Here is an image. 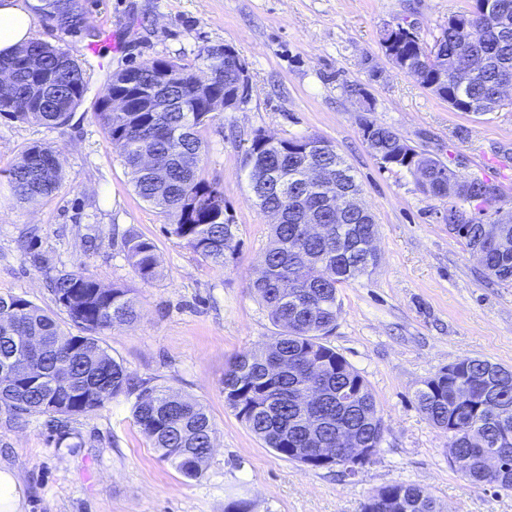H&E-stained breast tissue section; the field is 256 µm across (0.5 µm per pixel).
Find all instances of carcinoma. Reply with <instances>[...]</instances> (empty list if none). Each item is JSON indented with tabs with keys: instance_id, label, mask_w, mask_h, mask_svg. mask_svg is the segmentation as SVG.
Listing matches in <instances>:
<instances>
[{
	"instance_id": "obj_1",
	"label": "carcinoma",
	"mask_w": 512,
	"mask_h": 512,
	"mask_svg": "<svg viewBox=\"0 0 512 512\" xmlns=\"http://www.w3.org/2000/svg\"><path fill=\"white\" fill-rule=\"evenodd\" d=\"M41 18L77 31L85 25L78 0H42ZM463 13L473 16L467 27L448 16L431 46L410 29L397 25L395 41L384 47L396 66L416 78L458 112L487 115L501 107L498 87L512 78V0H470ZM209 49L194 65L169 61L178 73L168 85L174 103L170 112L147 110L148 99L136 96L126 109H114L105 98L96 117L136 194L170 219L166 232L183 242L203 261L223 267L234 256L236 224L224 215V191L202 176L206 145L202 131L216 113L201 107L194 88L205 78ZM221 67L211 85V98L235 96L238 75ZM11 73L9 91L0 96V114L21 122L61 126L82 104L84 74L76 59L34 39L0 56V71ZM363 136L382 164L425 169L420 190L448 204V231L481 255L485 273L512 284V250L488 243L496 234L512 243V213L497 207L499 186L465 177L442 160L419 152L388 127L363 125ZM288 161L256 134L245 154H255L271 168L288 165V178L306 166L347 172L343 189L361 191L351 167L335 147L319 137H292ZM17 202L34 206L62 180L57 152L46 144L26 148L7 174ZM259 211L285 210L270 225L268 246L259 259V274L250 288L279 328L270 343L235 356L224 371V399L237 418L277 456L306 467H319L299 453L301 448H341L351 437L364 448L380 447L385 433L382 415L367 381L325 342L341 312L339 289L378 263L364 259L366 236L377 232L370 209L346 215L348 228L336 239L334 219L319 207V221L331 226L326 236L306 230L302 203L262 189ZM125 257L138 277H159L153 242L134 233L123 239ZM55 302L77 333L66 332L57 319L18 295L0 296V365L15 356L18 340L41 344L31 356L29 383L0 391V406L15 416L36 413L51 417L50 430L59 438L71 435V419L104 408L112 400L135 397L136 425L152 447L184 477L195 479L213 448L214 424L204 405L170 389L142 382L135 388L126 368L102 345L110 328L136 323L139 300L128 286L103 288L82 268L50 278ZM419 409L448 431V463L467 458L465 475L476 484L512 487V370L486 359L464 357L423 381L415 393ZM505 449L495 473L487 472L485 454ZM362 512H440L423 488L393 483L380 488Z\"/></svg>"
}]
</instances>
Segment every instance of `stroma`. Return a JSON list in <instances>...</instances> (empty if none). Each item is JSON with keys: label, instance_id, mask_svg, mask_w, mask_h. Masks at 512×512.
Returning <instances> with one entry per match:
<instances>
[{"label": "stroma", "instance_id": "1", "mask_svg": "<svg viewBox=\"0 0 512 512\" xmlns=\"http://www.w3.org/2000/svg\"><path fill=\"white\" fill-rule=\"evenodd\" d=\"M87 28L66 32L35 21L34 38L82 64L87 93L62 127L0 115V295L60 313L48 276L80 266L102 287L136 289L142 317L106 331L108 353L136 379L190 395L216 429L199 478L160 458L121 398L73 419L58 440L47 418L0 409V466L19 480L24 512H360L383 486L425 488L443 512H512V493L471 483L448 463V434L419 409L415 393L442 367L478 357L512 367V285L489 278L449 233L445 205L415 177L387 168L363 137L372 121L459 174L502 186L512 210V106L485 116L454 111L395 67L385 29L403 25L432 43L468 0H79ZM120 32V51L106 36ZM234 48L246 64L248 96L205 133L204 177L224 190L237 225L233 259L218 268L165 234L166 217L134 192L101 129L95 106L113 73L156 59L193 63L206 46ZM329 141L352 168L379 226L380 261L341 288L327 336L365 378L386 431L355 473L312 470L275 455L224 402L222 379L238 353L271 341L277 328L249 285L270 234L242 167L255 134ZM58 153L62 181L39 205L16 203L4 175L28 146ZM156 247L161 276L145 284L127 262L122 232Z\"/></svg>", "mask_w": 512, "mask_h": 512}]
</instances>
